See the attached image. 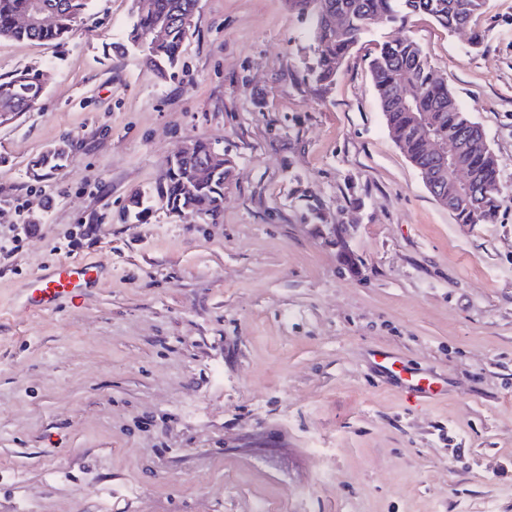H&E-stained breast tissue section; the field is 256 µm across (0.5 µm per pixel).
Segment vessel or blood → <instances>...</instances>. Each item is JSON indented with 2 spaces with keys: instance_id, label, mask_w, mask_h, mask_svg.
Returning a JSON list of instances; mask_svg holds the SVG:
<instances>
[{
  "instance_id": "obj_1",
  "label": "vessel or blood",
  "mask_w": 512,
  "mask_h": 512,
  "mask_svg": "<svg viewBox=\"0 0 512 512\" xmlns=\"http://www.w3.org/2000/svg\"><path fill=\"white\" fill-rule=\"evenodd\" d=\"M100 266L93 261H63L45 275L33 278L25 288L20 304L25 311L39 313L51 311L66 302L79 303L90 289L98 287ZM374 359L379 366L394 375L400 385L421 399L436 395L439 377H419L409 373L399 358L386 349H377Z\"/></svg>"
}]
</instances>
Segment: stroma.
I'll return each mask as SVG.
<instances>
[{
	"label": "stroma",
	"mask_w": 512,
	"mask_h": 512,
	"mask_svg": "<svg viewBox=\"0 0 512 512\" xmlns=\"http://www.w3.org/2000/svg\"><path fill=\"white\" fill-rule=\"evenodd\" d=\"M91 14L61 44L0 38V74L49 70L0 127V239L36 226L0 297L60 261L104 269L80 305L0 304V512H512V0L457 32L373 24L326 86L286 0H200L164 79L113 49L131 0ZM398 35L483 127L509 195L497 223H456L390 138L368 58ZM64 137L71 163L30 179ZM193 138L234 163L218 217L126 221ZM309 201L353 225L357 270ZM85 224L95 243L70 248ZM378 346L443 394L407 396Z\"/></svg>",
	"instance_id": "35a3bbf8"
}]
</instances>
